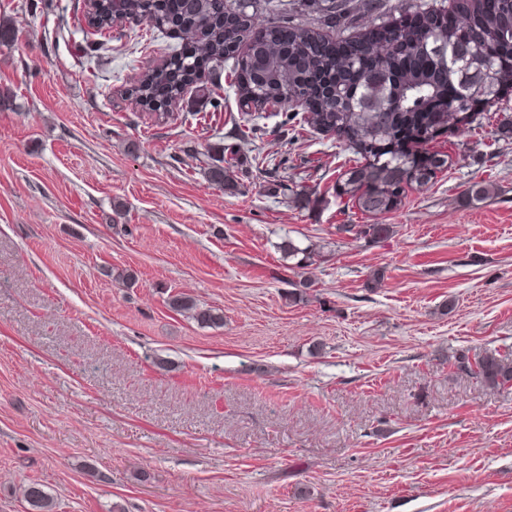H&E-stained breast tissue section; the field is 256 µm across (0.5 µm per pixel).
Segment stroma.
<instances>
[{"label": "stroma", "mask_w": 512, "mask_h": 512, "mask_svg": "<svg viewBox=\"0 0 512 512\" xmlns=\"http://www.w3.org/2000/svg\"><path fill=\"white\" fill-rule=\"evenodd\" d=\"M293 24L347 38L403 2ZM86 0H0V512H512V387L451 357L512 350V136L498 115L434 143L448 164L393 234L354 240L352 150L190 88L160 118L129 89L172 33L104 38ZM249 169L209 179L216 146ZM262 157L278 170L259 166ZM481 182L488 194L465 193ZM309 189L314 203L299 199ZM320 257L294 268L285 238ZM309 282L307 302L288 292ZM184 292L220 309L202 327ZM168 306L173 311L189 314L198 325L203 327L224 324V314L216 308L198 303L193 297L185 294H174L168 299ZM22 495L29 506L36 512H53L55 503L53 498L45 491L43 485L38 482L26 484Z\"/></svg>", "instance_id": "35a3bbf8"}]
</instances>
